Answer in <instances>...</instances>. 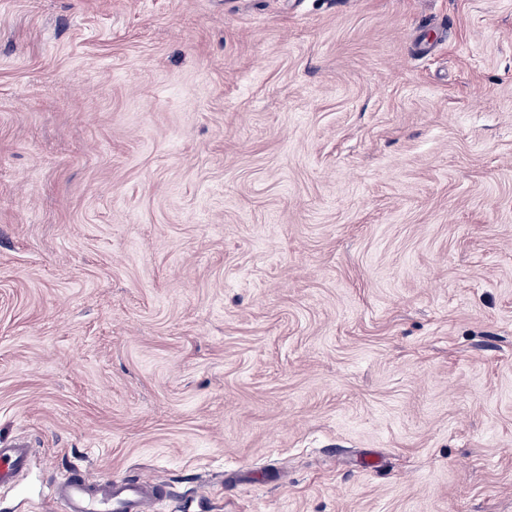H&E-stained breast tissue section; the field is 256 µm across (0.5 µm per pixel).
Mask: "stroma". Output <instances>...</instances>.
<instances>
[{
    "mask_svg": "<svg viewBox=\"0 0 512 512\" xmlns=\"http://www.w3.org/2000/svg\"><path fill=\"white\" fill-rule=\"evenodd\" d=\"M185 512H512V0H0V446Z\"/></svg>",
    "mask_w": 512,
    "mask_h": 512,
    "instance_id": "stroma-1",
    "label": "stroma"
}]
</instances>
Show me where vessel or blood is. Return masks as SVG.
Masks as SVG:
<instances>
[{"mask_svg": "<svg viewBox=\"0 0 512 512\" xmlns=\"http://www.w3.org/2000/svg\"><path fill=\"white\" fill-rule=\"evenodd\" d=\"M31 455L26 444L0 448V484L10 483ZM47 493L61 503L64 512H157L159 503L170 498L164 480L103 481L80 467L56 478Z\"/></svg>", "mask_w": 512, "mask_h": 512, "instance_id": "obj_1", "label": "vessel or blood"}]
</instances>
